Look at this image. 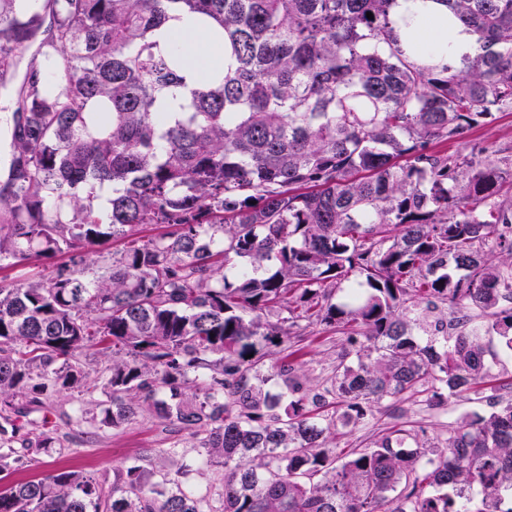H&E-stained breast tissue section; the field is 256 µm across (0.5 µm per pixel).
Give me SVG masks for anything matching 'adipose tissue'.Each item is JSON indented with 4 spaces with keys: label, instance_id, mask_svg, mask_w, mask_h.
Returning a JSON list of instances; mask_svg holds the SVG:
<instances>
[{
    "label": "adipose tissue",
    "instance_id": "adipose-tissue-1",
    "mask_svg": "<svg viewBox=\"0 0 512 512\" xmlns=\"http://www.w3.org/2000/svg\"><path fill=\"white\" fill-rule=\"evenodd\" d=\"M398 10L405 18L420 19V26L413 29L411 35L426 50L444 52L452 59L473 54L472 33L460 21L449 17L447 9L437 0H399ZM157 39L162 49L182 54L188 75L195 79L209 73L212 62L218 57L207 32L182 16L171 19L158 32Z\"/></svg>",
    "mask_w": 512,
    "mask_h": 512
}]
</instances>
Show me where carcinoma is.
<instances>
[{
  "instance_id": "cac0c4a2",
  "label": "carcinoma",
  "mask_w": 512,
  "mask_h": 512,
  "mask_svg": "<svg viewBox=\"0 0 512 512\" xmlns=\"http://www.w3.org/2000/svg\"><path fill=\"white\" fill-rule=\"evenodd\" d=\"M435 2L474 55L421 59L397 0H0V263L51 262L0 282V413L100 356L102 424L149 409L224 468L217 506L184 488L192 465L134 463L108 492L20 480L0 512H512V162L435 150L512 112V0ZM175 14L223 42L224 75L190 85L160 50ZM144 225L164 232L86 266ZM446 302L460 329L438 336ZM317 325L348 345L322 385L286 356L262 370L259 342ZM406 393L488 409L336 454ZM163 229L156 225H147L138 227L128 232L129 237H119L114 240H110L108 243L94 247L87 253L86 263L88 267L95 268L98 264L103 263L104 259H111L112 252L119 250L123 247L124 242L138 237H149L162 232Z\"/></svg>"
}]
</instances>
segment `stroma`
Listing matches in <instances>:
<instances>
[{
    "label": "stroma",
    "instance_id": "1",
    "mask_svg": "<svg viewBox=\"0 0 512 512\" xmlns=\"http://www.w3.org/2000/svg\"><path fill=\"white\" fill-rule=\"evenodd\" d=\"M490 144L501 156L512 157V112H499L490 122L475 127L465 142L448 141L436 149L448 155H469L473 146ZM345 342L341 335L317 326L308 329L295 361L304 385L318 386L334 368ZM107 361L103 358L84 363L82 387L77 391L50 392L44 397L42 412L29 415L21 434L30 440L41 437L42 419H49L56 442L50 448H33L19 463L0 472V489L32 478H42L58 469H68L94 476L104 487H111L118 467L137 463L152 472L154 478L173 473L177 464L194 461L196 440L187 431L172 428L151 412L119 428L101 425L100 402ZM472 402L459 400L443 407H430L417 396H404L393 403H383L375 418L338 439L340 449L361 448L378 432L401 422L423 426L428 436L443 433L448 423L473 410ZM176 455H166L169 447Z\"/></svg>",
    "mask_w": 512,
    "mask_h": 512
}]
</instances>
